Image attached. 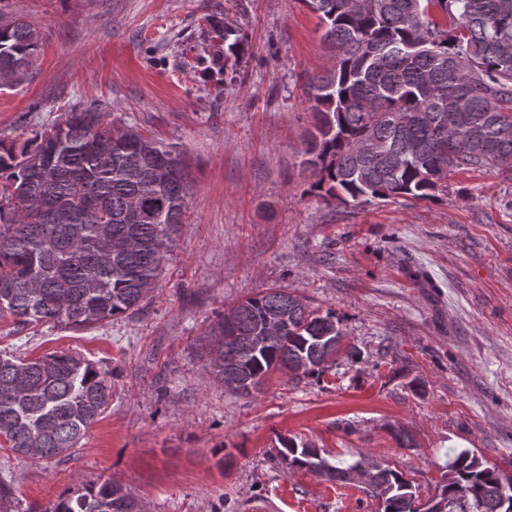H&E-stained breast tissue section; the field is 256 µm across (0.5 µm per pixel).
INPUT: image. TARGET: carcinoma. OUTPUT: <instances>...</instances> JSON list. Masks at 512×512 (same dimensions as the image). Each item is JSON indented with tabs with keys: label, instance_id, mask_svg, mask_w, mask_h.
<instances>
[{
	"label": "carcinoma",
	"instance_id": "carcinoma-1",
	"mask_svg": "<svg viewBox=\"0 0 512 512\" xmlns=\"http://www.w3.org/2000/svg\"><path fill=\"white\" fill-rule=\"evenodd\" d=\"M336 50L333 70L310 83L314 117L301 165L310 190L327 202L361 207L435 197L454 170L512 163V0H303ZM224 50L207 69L222 72L245 52L238 31L212 22ZM40 33L16 18L0 26V75L30 82ZM81 104L47 131L0 140V317L16 330L66 323L102 326L140 308L185 224L190 175L180 155ZM144 163L126 169L125 152ZM64 155L46 173L43 161ZM166 168L167 180H156ZM280 314L284 334L253 349L226 337L258 336ZM340 332L333 311L267 288L227 309L215 330L219 375L257 390L267 375L320 378L356 347L314 344ZM308 364H303V361ZM305 365L303 375L296 374ZM112 400V385L85 359L50 354L28 361L0 353V432L8 448L34 463L67 458ZM277 458L341 484L366 475L380 512H512V479L476 452L453 453L450 476L427 509L403 473L366 453L330 461L308 444L279 438ZM44 512H144L121 484L106 479Z\"/></svg>",
	"mask_w": 512,
	"mask_h": 512
}]
</instances>
